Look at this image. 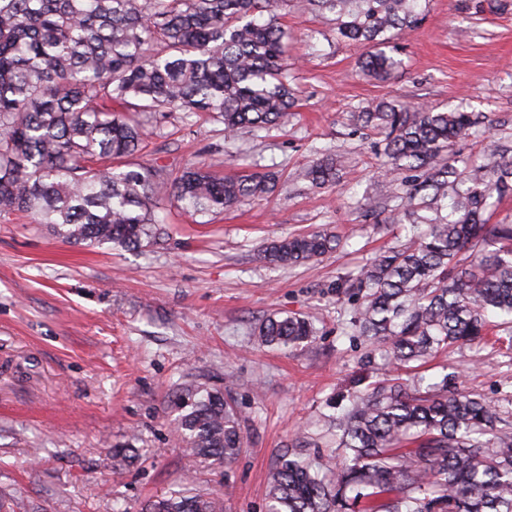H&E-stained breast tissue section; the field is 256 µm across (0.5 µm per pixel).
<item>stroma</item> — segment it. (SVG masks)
Returning <instances> with one entry per match:
<instances>
[{
    "label": "stroma",
    "instance_id": "35a3bbf8",
    "mask_svg": "<svg viewBox=\"0 0 512 512\" xmlns=\"http://www.w3.org/2000/svg\"><path fill=\"white\" fill-rule=\"evenodd\" d=\"M279 17L297 94L287 124L230 139L211 114L160 112L134 157L168 178L192 162L220 176L272 168L274 194L212 218L186 215L160 192L168 235L138 250L72 245L28 217L0 219V493L39 512H141L185 479L224 512H266L281 454L335 456L334 404L394 376L390 361L370 356L351 300L335 290L406 235L361 208L396 204L399 186L351 114L382 99L485 113L492 127L453 148L464 159L512 138V0H430L385 83L360 74L359 49L304 0H288ZM326 152L342 164L336 183L298 179ZM318 230L338 235L341 248L294 267L260 256ZM272 313L308 319L315 340L259 346L254 330ZM447 370L512 421L511 344L475 342L420 368L433 381ZM187 378L223 390L242 416L244 447L224 467L194 466L174 441L172 400ZM128 445L139 459L115 462L113 448Z\"/></svg>",
    "mask_w": 512,
    "mask_h": 512
}]
</instances>
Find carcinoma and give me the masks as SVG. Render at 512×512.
<instances>
[{"mask_svg":"<svg viewBox=\"0 0 512 512\" xmlns=\"http://www.w3.org/2000/svg\"><path fill=\"white\" fill-rule=\"evenodd\" d=\"M284 0H0V219L24 213L69 244L135 249L165 235L155 213L164 186L182 209L217 216L271 195L273 172L218 177L187 165L161 171L126 159L147 130L125 110L214 112L228 135L288 122L295 106L285 58ZM428 0H306L333 16L336 36L363 49L360 72L385 82L402 65L393 41L420 25ZM383 142L385 174L400 180L393 208L366 203L391 224L426 226L336 283L356 298V327L396 365L448 352L493 327L512 334V222L486 214L512 197V141L458 168L451 151L484 123L462 107L437 111L392 99L353 113ZM334 155L300 172L336 181ZM341 246L318 231L266 246L263 258L296 266ZM492 312L499 319H487ZM262 344L294 348L312 324L268 317ZM400 377L352 396L329 418L338 467L282 455L269 482L270 512H512V431L502 411L459 389L456 375L422 387ZM177 440L222 466L244 446L237 408L219 390L185 381L175 395ZM0 512H37L0 497ZM144 512H222L187 485Z\"/></svg>","mask_w":512,"mask_h":512,"instance_id":"obj_1","label":"carcinoma"}]
</instances>
